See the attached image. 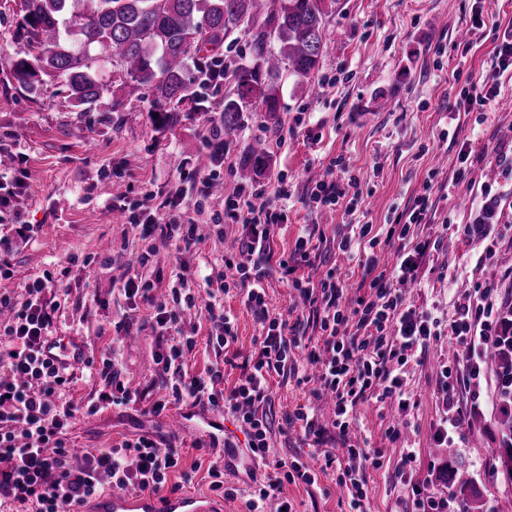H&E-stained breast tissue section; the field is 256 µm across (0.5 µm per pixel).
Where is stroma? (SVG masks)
<instances>
[{"label": "stroma", "instance_id": "35a3bbf8", "mask_svg": "<svg viewBox=\"0 0 512 512\" xmlns=\"http://www.w3.org/2000/svg\"><path fill=\"white\" fill-rule=\"evenodd\" d=\"M325 44L313 80L315 90L299 92L294 78L281 80L280 110L274 119H246L224 139V152L210 147V111L222 109L227 86L204 91L209 113L180 112L172 122L156 118L154 93L144 88L125 99L121 111H74L58 82L46 81L30 94L10 71L12 60L27 57L30 47L20 29L21 0H0V153L13 162L0 169L10 180L24 176L18 220L36 227L34 239L9 255L12 275L0 279V293L19 296L34 280L47 282L60 305L57 335L84 336L90 355L111 348L115 326L124 322L128 335L118 355L122 374L139 388V404L111 406L98 413L85 407L100 380L78 375L69 397L77 407L71 430L74 446L110 448L141 432L167 428V417L151 418L143 410L162 394L154 356L155 334L145 324L148 305L132 302L121 291L133 253L145 251L133 225L120 220L122 209H157L173 194H192L184 173L239 180L242 157L258 140L266 141L270 163L253 185L266 189V199L288 215L271 244L273 260L288 256L302 228L320 237L315 267H302L298 276L318 277L333 266L346 273V295L359 294L364 270L347 261L337 241L351 225L373 226L386 244L389 225L408 201L427 184H444L449 195L438 198L429 226L412 227L411 241L443 226L436 252L420 266L421 286L408 289L407 304L450 319L474 284L497 288L502 311L512 310V173L495 159L498 148L512 146V111L495 107L485 117L474 112L450 114L461 87L491 70L495 36L512 27V0H326ZM481 11L483 28L470 27L473 11ZM457 134L456 142L440 138L442 130ZM471 141L474 154L468 175L455 180L456 144ZM343 157L367 197V209L348 213L345 206L328 210L312 206V184L327 173L332 160ZM288 185L279 198V181ZM224 214L223 198L208 197L190 210L200 237L184 253L157 244L141 270L157 283L158 299H165L180 262H187L197 282H204L237 254L240 228L224 227L223 236L210 226ZM220 302L235 318L236 340L224 365L209 338L215 328L207 313L194 319L197 346L186 361L189 373L201 374L224 366V384L233 386L245 357L254 350L262 326L236 293L220 294ZM447 339H440L406 366L405 391L409 405L369 400L359 409L357 436L366 442L359 464L368 488V512H412L414 497L448 498L447 512H490L494 502L512 498V483L504 481L497 459L503 429L498 417L472 406L467 390L454 393L465 412L453 443L438 447L435 434L444 416L443 371L448 364ZM270 412L284 424L297 406L314 407L324 421L333 418L330 395L313 396L309 388L289 378L271 383ZM406 421L401 438L389 440V425ZM183 472L173 482L185 491H210L207 469L220 461L219 450L208 447L195 431L181 434ZM416 459L404 465L407 449ZM468 471L473 494L462 497L442 476L445 466ZM283 495L294 512H348L345 489L335 470L319 477L317 486L285 485Z\"/></svg>", "mask_w": 512, "mask_h": 512}]
</instances>
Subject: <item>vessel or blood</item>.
Returning a JSON list of instances; mask_svg holds the SVG:
<instances>
[{
  "label": "vessel or blood",
  "mask_w": 512,
  "mask_h": 512,
  "mask_svg": "<svg viewBox=\"0 0 512 512\" xmlns=\"http://www.w3.org/2000/svg\"><path fill=\"white\" fill-rule=\"evenodd\" d=\"M49 352L62 362L77 369L88 359L85 338L52 339L47 343ZM199 431L205 440L218 441L225 432L224 420L210 412L199 415ZM91 512H214L205 496L185 492L160 497L150 491L134 493H102L94 497Z\"/></svg>",
  "instance_id": "vessel-or-blood-1"
}]
</instances>
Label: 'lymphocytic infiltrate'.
<instances>
[{
    "label": "lymphocytic infiltrate",
    "instance_id": "lymphocytic-infiltrate-1",
    "mask_svg": "<svg viewBox=\"0 0 512 512\" xmlns=\"http://www.w3.org/2000/svg\"><path fill=\"white\" fill-rule=\"evenodd\" d=\"M495 57L492 74L482 82L462 86L454 111L486 112L496 103L501 94L497 77L512 69V32L499 37ZM331 166L332 175L312 186L310 203L334 208L345 200L350 208L362 206L359 181L348 175L344 159L336 158ZM339 171L344 174L340 180L335 177ZM264 195L263 189L256 188L245 198L238 194L225 198V223L241 225V248L249 260L244 263L225 258L224 267L217 274L225 291H238L244 305L260 319V341L230 390L222 388L224 370L219 366L200 375L185 373L183 365L197 341L183 335L173 339L169 332L183 323L188 313L205 309L219 326V334L209 339L215 350L228 349L236 336L233 316L215 299H200L192 288L191 271L181 267L168 300L155 303V361L162 373L173 374L174 379L167 382L165 397L156 400L150 412L158 416L169 405L178 403L207 404L224 410L239 423L246 448L253 455L267 457L274 431V421L267 410L270 379L276 375L298 376L295 351L302 345L303 325H311L319 331L322 347L310 349L308 359L318 367L321 389L336 399L334 418L326 426L314 409L302 405L295 410L291 420L300 424L303 439L312 449L311 459L276 460V476L255 486L246 503L247 512H265L266 502L280 498L285 484H317L315 461L323 460L330 468L340 456L345 463L340 466L339 484L350 494V512H366V482L354 466L363 450L348 438L357 405L371 397L380 401L403 397L409 359L441 337L455 339L463 349L466 366L454 383L444 387L446 418L439 438L447 440L463 415L453 398L455 388L478 379L488 354L504 344L496 291L484 284L472 288L454 318L446 322L406 305L403 286L417 280L424 256L440 243L439 234L432 231L413 249L404 245L412 225L429 221L434 203L426 192L408 202L402 222L389 227L388 239L399 242L397 262L390 273L377 270V240L371 235V225H357L352 235L341 238L339 250L351 257L364 256V268L371 275L366 293L350 302L344 297V284L335 271H328L315 284L296 277L298 265L310 263L315 250L311 234H298L290 259L276 264L282 276L290 279L292 288L308 301L310 311L306 321L287 323L270 312L264 287L274 264L271 232L285 221L286 215L272 210ZM189 208L185 199H172L165 201L160 210L130 213L128 221L139 226L142 240H158L179 248L197 238L198 226L188 217ZM58 310V305L47 297L46 284L41 280L26 286L23 300L0 294V312L10 314L7 322L0 323V504H29L35 512H81L82 506L107 485L160 492L180 466L181 456L173 441L142 435L113 448L86 449L82 459H75L67 438L75 408L63 398L75 375L40 357L44 337L55 329ZM85 367L104 384L96 400L88 405L89 413L112 404L137 402L140 393L122 379L113 352L88 358Z\"/></svg>",
    "mask_w": 512,
    "mask_h": 512
}]
</instances>
